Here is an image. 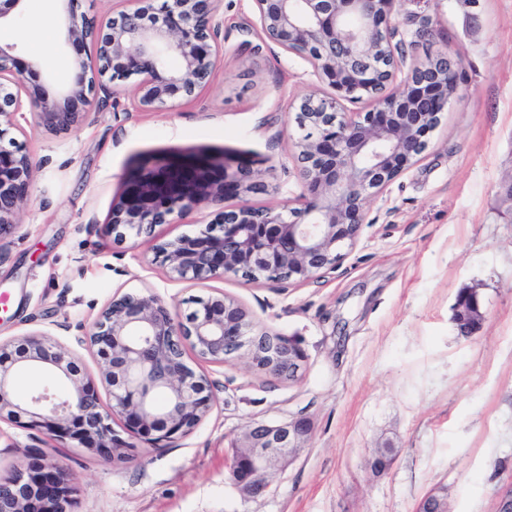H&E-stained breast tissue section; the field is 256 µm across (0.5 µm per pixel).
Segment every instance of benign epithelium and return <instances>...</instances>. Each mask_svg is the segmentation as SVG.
Returning a JSON list of instances; mask_svg holds the SVG:
<instances>
[{"mask_svg":"<svg viewBox=\"0 0 512 512\" xmlns=\"http://www.w3.org/2000/svg\"><path fill=\"white\" fill-rule=\"evenodd\" d=\"M56 15L64 42L94 51L90 62L76 61L73 80L52 97L40 84L34 64H22L17 45L0 40V239L16 227L27 201L32 160L10 136L30 109L36 130L68 131L99 107L97 91L118 72L136 78L144 112L175 99H192L210 82L224 56L219 40L221 0H167L164 15L149 19L150 0L107 22L78 11V0H59ZM265 38L287 54L306 58L315 75L337 92L333 98L307 95L295 105L303 135L295 143L303 192L297 206L275 211L246 201L224 205L230 195L261 193L267 185L244 166L213 177L214 162L193 157L155 160L127 179L104 222V232L121 241L153 237L161 224L203 206L218 207L213 219L193 235L158 240L153 262L170 277L190 284L248 273L256 280L306 282L336 264L341 250L355 244L370 191L381 190L427 147L426 135L457 92L459 61L439 52L430 73L415 65L397 77L396 47L387 20L397 0H255ZM363 91L373 103L367 112L346 113L339 100ZM455 308L457 335L469 338L482 327L478 294ZM78 342L98 358L99 380L111 401L103 402L94 379L49 331L23 334L0 344V422L40 429L66 448H88L106 460L119 459L130 443L122 433L151 443L189 434L208 414L213 394L187 352L224 363L226 347L245 354L267 375L288 363L297 377L305 355L278 334L263 331L239 302L220 293L195 300L182 317L159 297H112L91 326L76 325ZM22 369L53 372L70 388L63 396L45 389L18 398L13 377ZM121 422L119 432L113 423ZM312 432L307 418L279 424L255 423L247 446L228 471L250 498L264 496L273 473L290 463ZM76 487L63 467L43 455L35 464L0 474V512H74ZM417 512H449L443 491L427 494Z\"/></svg>","mask_w":512,"mask_h":512,"instance_id":"obj_1","label":"benign epithelium"}]
</instances>
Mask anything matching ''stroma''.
<instances>
[{"mask_svg": "<svg viewBox=\"0 0 512 512\" xmlns=\"http://www.w3.org/2000/svg\"><path fill=\"white\" fill-rule=\"evenodd\" d=\"M57 9L25 0L0 31L52 94L88 55L61 42ZM220 16L224 61L197 98L144 112L133 84L117 81L115 105L81 127L20 135L34 169L19 223L0 242V342L91 324L117 294H153L186 313L190 298L221 291L295 342L305 362L291 381L244 357L199 362L209 414L187 436L137 440L125 460L1 423L0 470L51 455L78 486L77 512H416L440 486L452 512H496L512 486V223L499 194L512 176V0H400L391 16L399 74L445 52L460 62L458 90L420 159L369 197L356 243L333 268L307 282L230 275L190 287L151 264L148 239L102 234L126 173L155 156L210 155L232 170L252 162L268 189L250 202L281 208L302 192L290 104L329 90L264 38L253 0H222ZM47 39L52 49L41 51ZM465 289L484 311L468 339L452 322ZM297 416L314 425L306 448L264 496L246 497L227 471L246 431ZM382 446L394 456L379 475L368 460Z\"/></svg>", "mask_w": 512, "mask_h": 512, "instance_id": "obj_1", "label": "stroma"}]
</instances>
